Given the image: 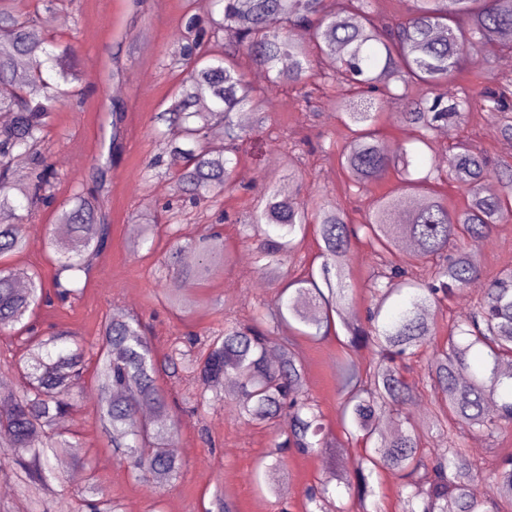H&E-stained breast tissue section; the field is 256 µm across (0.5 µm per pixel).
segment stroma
<instances>
[{"instance_id":"stroma-1","label":"stroma","mask_w":512,"mask_h":512,"mask_svg":"<svg viewBox=\"0 0 512 512\" xmlns=\"http://www.w3.org/2000/svg\"><path fill=\"white\" fill-rule=\"evenodd\" d=\"M203 5V0H60L48 10L39 8L38 0H24L25 8L39 11L38 37L71 46L82 70L80 81L62 85V103L52 114L43 146L55 173V203L37 212L29 224L28 249L12 258L14 264L40 271L44 282L52 281L55 260L42 243L43 233L55 228L59 206L79 187L90 184L102 140L111 134L108 111L116 102L124 107L120 154L104 164L107 245L93 260L79 300L37 310L39 329L57 326L89 341L106 319L134 315L146 325L157 359H164L190 333L201 339L196 353H204L203 337L222 331L225 323H249L260 310L271 319L277 311L283 283L261 272L255 260L260 240L247 231L265 182L277 183L283 191L302 198L316 195L339 205L357 224L374 200L396 187L397 178L391 175L360 194L346 192L337 162L346 133L334 106L337 88L325 78V66L318 64L306 85H284L267 93L265 122L240 143L238 164L222 196L198 206H174L173 176L178 165L168 146L179 136L169 129L156 135L153 117L169 105L183 78L172 56L185 41L188 17L202 14ZM450 130V137L433 138L421 168H428L431 160L445 159L461 140L474 143L492 162L512 164V152L504 150L503 138L479 108H470ZM286 155L292 157V167L283 166ZM157 156L162 165L150 167V160ZM145 212L156 214L158 222L151 247L138 248L135 226ZM216 230L224 237L225 260L212 266L204 282H191L189 308H172L162 292L169 276L170 250L176 242ZM321 245L316 229L308 228L288 258V280H303L318 272L323 262ZM477 256L484 281L512 269V224L499 225L481 242ZM374 267L368 247L356 246L349 263V307L360 317L372 302L368 285ZM481 296V289L472 288L431 305L436 334L412 362L418 392L412 408L415 418L427 417L438 399L424 375L433 349L445 345L449 321L469 312ZM346 341L340 324L323 337L293 339L305 366V390L321 412L330 446L312 455L285 451L287 466L276 474L272 492L258 489L251 474L271 450L273 429L229 413L235 403L229 394L196 408V383L183 372L160 376L168 412L177 421L173 444L181 449L180 475L161 491L132 477L113 455L98 423L96 364L88 362L79 385L71 391L74 407L58 429L79 439L89 463L76 465L67 455L53 459L65 482L58 494L41 503V512H79L81 491L91 480L118 503L119 512H209L219 493L232 512H305L308 487L320 485L334 471L352 473L362 456L361 445L347 443L344 436L337 388L345 367L363 372L375 359L365 349L347 351Z\"/></svg>"}]
</instances>
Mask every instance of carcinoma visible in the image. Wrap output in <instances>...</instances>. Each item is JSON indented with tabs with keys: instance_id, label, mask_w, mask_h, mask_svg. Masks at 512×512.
<instances>
[{
	"instance_id": "1",
	"label": "carcinoma",
	"mask_w": 512,
	"mask_h": 512,
	"mask_svg": "<svg viewBox=\"0 0 512 512\" xmlns=\"http://www.w3.org/2000/svg\"><path fill=\"white\" fill-rule=\"evenodd\" d=\"M404 18L391 26L374 16L375 0H207L206 22L212 36L225 35L244 50L268 79L255 88L227 53L200 51L193 40L183 45L177 61L184 77L171 105L157 113L155 123L175 127L182 144L171 151L182 156L176 176L179 190L194 200L208 201L224 193L236 167L227 153L247 135L238 120L249 108L263 112L264 95L284 84H303L314 62L333 69L332 79L353 92L340 96L336 108L347 118L348 135L338 152V164L348 191L361 192L391 173L400 179L399 191L382 194L364 223H352L348 213L332 203L285 195L265 188L251 221L264 239L257 257L265 272L288 256L298 236L316 226L322 241L319 278L297 282L281 299L278 326L290 331L303 327L310 337L327 335L333 314L348 304V256L355 243L369 247L376 264L370 281L375 303L367 324H344L349 348H365L376 357L372 370L348 374L340 382V421L350 439L366 445L354 475H330L321 490L306 493V512H331L328 497L333 481L354 489L361 512L372 495L370 479L379 470L398 473L408 489L402 512H512V454L493 467L478 464L453 433V428L495 438L512 424V271L491 281L470 312L448 325V345L426 365L428 378L441 394L430 414L445 448H425L421 421L410 417L415 383L405 376L407 361L436 335L429 322V305L439 295L466 292L479 279L481 266L466 248L487 237L500 224L512 223V166L492 170L484 154L469 141L456 144L441 163L431 162L418 175V150L401 146L387 153L375 127L377 110L403 87L406 99L398 117L418 132L416 142L429 146L431 133L477 105L501 137L512 140V98L500 77L474 96L446 97L436 93L479 63L478 55L511 50L500 41L512 32V0H409ZM35 12L18 7V0H0V210H16L22 202L48 200L54 173L40 151L50 115L59 103V87L81 80V71L68 46H52L37 38ZM224 126V142L208 140V129ZM32 161L30 180H10L17 155ZM103 171L95 185L75 192L61 207L60 238L45 234L47 250L60 256L53 293L41 276L26 267L0 264V335L11 336L41 304L68 302L83 294L82 274L106 246L108 223L100 196ZM445 179L464 189L462 208L431 191ZM494 178L501 193L487 195L483 185ZM427 193L422 206L399 218L398 192ZM410 237L418 252L405 261L394 256L396 242ZM30 237L24 224H0V258L26 251ZM197 260L184 266L179 252L170 256L172 269L163 291L173 306L185 308L180 281L205 279L212 263L224 258V240L213 232L181 247ZM424 258L434 262L429 280L413 273ZM265 314L253 324L224 325L210 337L206 354L198 357L196 338L175 345L167 356L172 368H183L198 382L199 404L207 393L228 386L248 423L287 422L283 442L275 448H295L303 454L322 447L321 414L304 391V367L290 337L263 327ZM68 333L28 336L23 354L5 361L19 377L17 387L0 390V472L8 468L21 491L41 498L59 480L51 459L65 454L85 462L79 441L57 431V423L73 408L70 389L82 374L86 348L68 342ZM96 357L97 419L113 451L131 473L144 476L161 489L177 479L181 464L170 450L177 431L167 418V405L157 378L159 367L152 344L134 317L112 318L101 326L92 345ZM400 416L391 437L378 428L384 412ZM284 457L260 460L252 473L257 485L275 491L271 476L283 469ZM92 512H117L104 490L90 482Z\"/></svg>"
}]
</instances>
